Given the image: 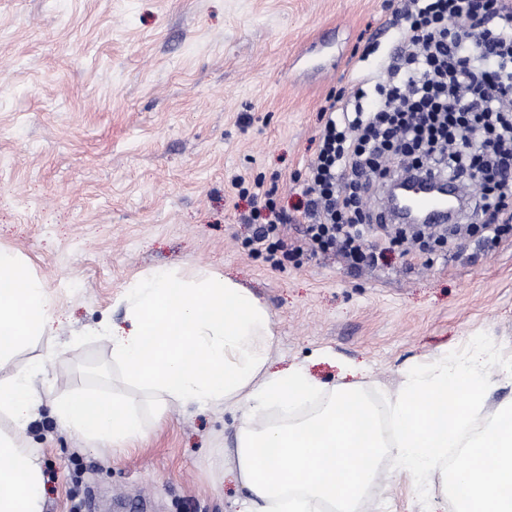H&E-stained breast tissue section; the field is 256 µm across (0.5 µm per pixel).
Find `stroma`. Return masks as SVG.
Here are the masks:
<instances>
[{"label":"stroma","instance_id":"1","mask_svg":"<svg viewBox=\"0 0 512 512\" xmlns=\"http://www.w3.org/2000/svg\"><path fill=\"white\" fill-rule=\"evenodd\" d=\"M391 0H0V250L46 286L48 332L0 367L39 361L44 512H233L224 472L238 414L169 404L146 440L119 452L61 429L72 391L139 405L109 345L126 287L158 266L223 273L271 316L272 368L302 364L325 404L341 365H366L380 411L413 369L488 351V408L512 402V234H474L430 262L404 249L371 265L288 258L274 268L242 223L238 182L263 180L292 210L319 141V109L346 84L361 33ZM384 459L361 512H428Z\"/></svg>","mask_w":512,"mask_h":512}]
</instances>
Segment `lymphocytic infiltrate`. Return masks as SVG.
Here are the masks:
<instances>
[{"instance_id":"1","label":"lymphocytic infiltrate","mask_w":512,"mask_h":512,"mask_svg":"<svg viewBox=\"0 0 512 512\" xmlns=\"http://www.w3.org/2000/svg\"><path fill=\"white\" fill-rule=\"evenodd\" d=\"M382 31L392 33L393 45L376 72L359 74L380 45L372 33L349 60L352 88L331 91L320 109V148L307 167L295 256L337 254L361 266L382 245L411 243L419 258L454 246L447 227L395 231L367 211L365 195L401 174L486 173L465 210L489 213L490 221L469 230L494 241L512 231V187L492 178L512 163V7L504 0H403ZM251 219L254 245L278 265L288 215L268 196Z\"/></svg>"}]
</instances>
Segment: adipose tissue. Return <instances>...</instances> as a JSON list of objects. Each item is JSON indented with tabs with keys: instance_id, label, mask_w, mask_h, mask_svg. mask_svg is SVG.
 <instances>
[{
	"instance_id": "obj_1",
	"label": "adipose tissue",
	"mask_w": 512,
	"mask_h": 512,
	"mask_svg": "<svg viewBox=\"0 0 512 512\" xmlns=\"http://www.w3.org/2000/svg\"><path fill=\"white\" fill-rule=\"evenodd\" d=\"M129 329L103 328L126 383L167 404L238 410L229 473L248 491L238 512H356L373 489L380 460L394 457L414 486L449 485L456 512H512V404L486 410L485 360L471 356L411 372L393 397L392 442L358 381L340 383L315 414L287 413L319 393L302 368L270 369V314L248 289L224 275L193 277L157 269L128 286ZM50 319L44 284L20 256L0 251V363L43 334ZM39 365L0 377V512H42L43 472L24 432L40 403ZM285 418L267 423L270 410ZM75 436L123 448L148 436L127 400L79 390L53 405Z\"/></svg>"
}]
</instances>
